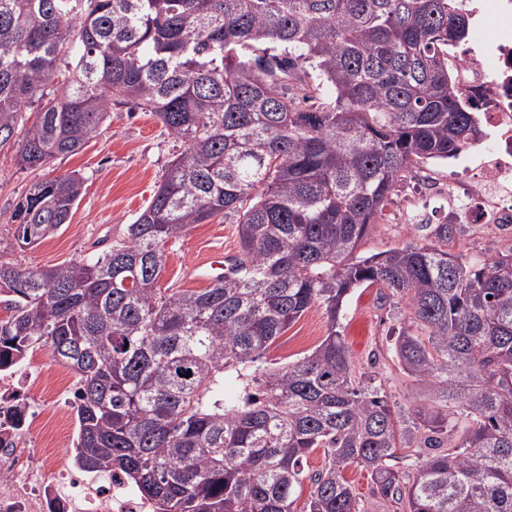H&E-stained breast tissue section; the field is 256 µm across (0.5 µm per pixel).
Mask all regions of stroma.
Segmentation results:
<instances>
[{
  "label": "stroma",
  "mask_w": 512,
  "mask_h": 512,
  "mask_svg": "<svg viewBox=\"0 0 512 512\" xmlns=\"http://www.w3.org/2000/svg\"><path fill=\"white\" fill-rule=\"evenodd\" d=\"M181 149L162 124L150 113L129 107L113 109L101 127L78 153L56 158V174L79 173L85 178L83 196L73 208L66 225L56 234L30 248H20L10 224L18 200L37 181V172L20 167L15 149L0 151V259L21 266L48 267L91 253L97 240H123L126 227L144 208L155 182L173 155ZM448 163L436 162L413 170L396 188L392 204L361 244L371 254L414 242L409 230L417 211L414 201L426 202L429 223L448 219ZM232 255L238 250L235 224L218 217L194 225L185 235L166 246V268L159 281L163 288L202 289L199 281L186 279L188 265L202 261L212 250ZM394 302L375 288L357 289L350 297L341 320L345 344L357 369L375 366L385 388L401 404L428 402L427 383L403 376L395 369L386 337L394 325ZM327 332V319L319 308L303 314L270 346L266 357L284 365L302 358L316 347Z\"/></svg>",
  "instance_id": "35a3bbf8"
}]
</instances>
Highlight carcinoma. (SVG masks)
<instances>
[{"label":"carcinoma","mask_w":512,"mask_h":512,"mask_svg":"<svg viewBox=\"0 0 512 512\" xmlns=\"http://www.w3.org/2000/svg\"><path fill=\"white\" fill-rule=\"evenodd\" d=\"M468 38L460 0H0V149L45 171L11 213L19 247L66 224L83 178L49 166L112 107L183 143L126 240L0 260V357L45 347L78 374L80 468L124 472L154 512H361L351 467L407 512H512V245L466 261L465 225L415 224L424 243L356 255L406 173L487 137L449 63ZM219 215L224 276L157 288L169 241ZM357 288L398 299L388 348L430 403L357 371ZM315 306L321 343L270 364Z\"/></svg>","instance_id":"obj_1"}]
</instances>
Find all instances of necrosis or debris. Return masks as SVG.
<instances>
[{
    "label": "necrosis or debris",
    "mask_w": 512,
    "mask_h": 512,
    "mask_svg": "<svg viewBox=\"0 0 512 512\" xmlns=\"http://www.w3.org/2000/svg\"><path fill=\"white\" fill-rule=\"evenodd\" d=\"M464 88L479 87L489 101L483 114L493 138L448 186L453 224H491L512 240V33L486 52L457 54ZM41 381L31 360L0 362V512H153L118 470L79 473L70 462L72 442L52 447L33 440L46 414L33 392ZM59 456L57 468L48 458Z\"/></svg>",
    "instance_id": "obj_1"
}]
</instances>
